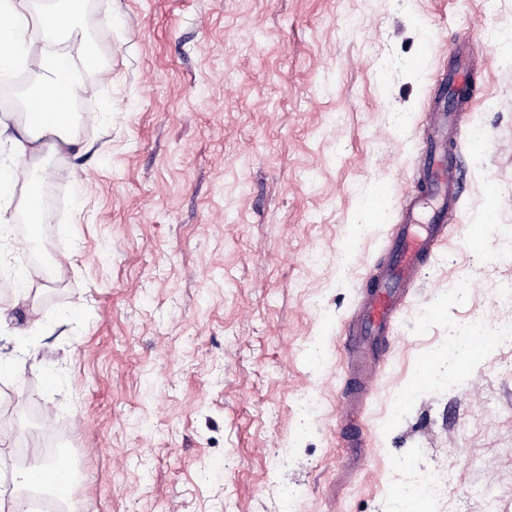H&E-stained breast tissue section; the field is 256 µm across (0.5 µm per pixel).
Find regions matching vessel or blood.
Segmentation results:
<instances>
[{"instance_id":"vessel-or-blood-1","label":"vessel or blood","mask_w":512,"mask_h":512,"mask_svg":"<svg viewBox=\"0 0 512 512\" xmlns=\"http://www.w3.org/2000/svg\"><path fill=\"white\" fill-rule=\"evenodd\" d=\"M467 82V72L461 68L442 80L443 93L431 105L425 125L426 176L387 243L386 262L368 277L344 329L345 380L337 422L347 474L360 470L371 452L370 439L360 425L361 404L380 380V352L392 339L396 320L422 268L445 240L450 224L459 219L462 170L448 144L461 115L449 108L448 95Z\"/></svg>"}]
</instances>
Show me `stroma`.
<instances>
[{
  "mask_svg": "<svg viewBox=\"0 0 512 512\" xmlns=\"http://www.w3.org/2000/svg\"><path fill=\"white\" fill-rule=\"evenodd\" d=\"M79 25L112 80L80 69L75 149L46 136L10 188L16 225L28 171H48L61 265L25 302L0 292L16 324L47 321L40 368L0 375L6 474L39 465L21 450L47 416L77 451L80 512H401L428 473L447 493L414 512H512V348L421 379L452 329L512 317V260L484 224L512 225V0H84ZM464 61L460 220L399 317L363 410L373 452L340 488L343 328ZM374 180L392 192L357 236ZM308 393L322 412L304 427Z\"/></svg>",
  "mask_w": 512,
  "mask_h": 512,
  "instance_id": "1",
  "label": "stroma"
}]
</instances>
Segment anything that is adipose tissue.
Returning a JSON list of instances; mask_svg holds the SVG:
<instances>
[{
    "label": "adipose tissue",
    "instance_id": "1",
    "mask_svg": "<svg viewBox=\"0 0 512 512\" xmlns=\"http://www.w3.org/2000/svg\"><path fill=\"white\" fill-rule=\"evenodd\" d=\"M77 5L78 0H54L52 10L35 11L28 0H0V70L20 65L44 77L32 90L28 106L44 112L47 121L43 124L25 122L16 134H9L16 155H24L28 147L48 131L57 136L56 152L70 151L75 145L66 133L72 118L70 102L76 90L75 85L67 81L74 68L73 59L64 50L35 48L32 34L40 31L63 42H79L82 60L96 56V47L84 38L74 20Z\"/></svg>",
    "mask_w": 512,
    "mask_h": 512
}]
</instances>
